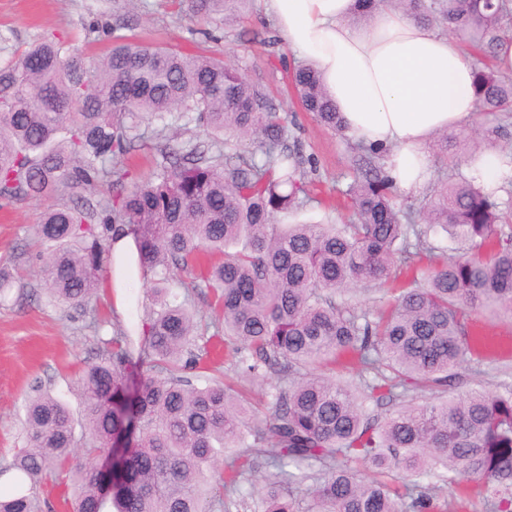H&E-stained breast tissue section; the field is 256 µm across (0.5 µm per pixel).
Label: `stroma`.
<instances>
[{"label": "stroma", "instance_id": "stroma-1", "mask_svg": "<svg viewBox=\"0 0 512 512\" xmlns=\"http://www.w3.org/2000/svg\"><path fill=\"white\" fill-rule=\"evenodd\" d=\"M123 15L128 31L138 38L174 44L191 52L230 59L242 73L266 85L276 108L293 113L292 132L304 154L314 158L319 174L317 200L282 216L285 224L324 221L329 206L343 207V192L353 168V155L336 135L318 126L303 112L287 90V76L297 59L266 13L262 0H254L245 19L227 24L203 21L191 12L177 11L171 0H0V63L16 48L49 33H59L85 54L105 51L101 42L88 40L86 29L97 16ZM110 183L92 187H62L45 202L0 200V267H8L18 280L9 298L0 303V493L14 488L6 466L25 440L24 400L34 384L79 409L76 375L98 361V337L112 336L144 315L142 286H134L125 314H116L108 291L98 290L87 307L60 305L48 299L42 279L44 259L34 241V230L46 205H64L87 199L107 202ZM100 330H93V322Z\"/></svg>", "mask_w": 512, "mask_h": 512}]
</instances>
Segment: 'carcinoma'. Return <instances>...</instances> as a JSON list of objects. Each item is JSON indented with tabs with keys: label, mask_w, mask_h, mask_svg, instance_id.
Returning <instances> with one entry per match:
<instances>
[{
	"label": "carcinoma",
	"mask_w": 512,
	"mask_h": 512,
	"mask_svg": "<svg viewBox=\"0 0 512 512\" xmlns=\"http://www.w3.org/2000/svg\"><path fill=\"white\" fill-rule=\"evenodd\" d=\"M250 2L183 0L226 22ZM356 4V22L389 5L474 47L487 61L474 70L478 108L512 112V72L496 65L512 42V0ZM120 29L88 26L107 40L98 60L53 37L0 66V199L115 186L99 211H43L49 297L86 305L124 226L148 300L140 324L99 339L105 354L77 382L79 414L35 387L25 446L8 465L20 486L0 496V512H36L42 482L73 490L66 512H447L434 491L462 479L483 512H512V387L448 395L462 366L485 360L472 318H512V196L501 197L512 180L439 179L416 209L400 201L382 155L359 145L347 220L281 224L312 199L317 172L289 143L288 113L234 62ZM290 81L317 124L348 138L314 66H294ZM145 121L161 125L160 160L134 175L125 159ZM179 121L201 137L166 135ZM232 138L254 150L226 152ZM441 232L455 255L430 241ZM198 280L212 295L209 337L187 295ZM360 289L391 298L371 314ZM134 334L148 366L129 404ZM214 340L241 381L276 377L266 412L212 368ZM346 362L358 379L336 375ZM255 482L257 495L242 496Z\"/></svg>",
	"instance_id": "carcinoma-1"
}]
</instances>
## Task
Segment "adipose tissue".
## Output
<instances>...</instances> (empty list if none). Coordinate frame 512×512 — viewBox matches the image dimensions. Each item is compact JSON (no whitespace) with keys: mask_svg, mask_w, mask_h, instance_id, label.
<instances>
[{"mask_svg":"<svg viewBox=\"0 0 512 512\" xmlns=\"http://www.w3.org/2000/svg\"><path fill=\"white\" fill-rule=\"evenodd\" d=\"M264 3L283 39L321 72L353 139L389 149L396 186L421 188L431 167L429 138L468 124L476 112L474 66L455 41L387 9L366 26H349L354 0ZM111 255L107 286L122 312L127 283L141 275L136 239L127 229L114 232Z\"/></svg>","mask_w":512,"mask_h":512,"instance_id":"ef3b65f1","label":"adipose tissue"}]
</instances>
